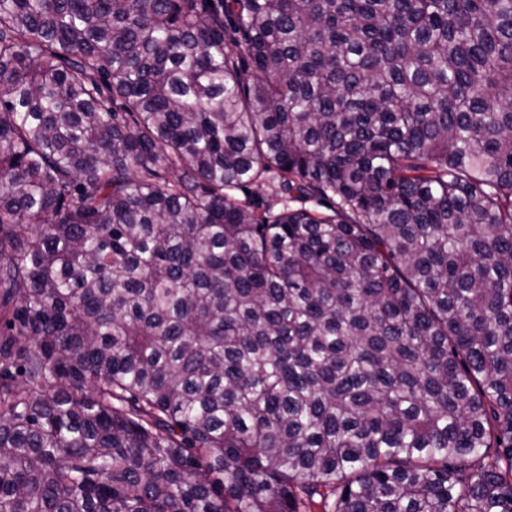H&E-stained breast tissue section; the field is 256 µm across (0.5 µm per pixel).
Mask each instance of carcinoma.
Returning <instances> with one entry per match:
<instances>
[{
    "label": "carcinoma",
    "mask_w": 512,
    "mask_h": 512,
    "mask_svg": "<svg viewBox=\"0 0 512 512\" xmlns=\"http://www.w3.org/2000/svg\"><path fill=\"white\" fill-rule=\"evenodd\" d=\"M0 319V512H512V0H0Z\"/></svg>",
    "instance_id": "1"
}]
</instances>
